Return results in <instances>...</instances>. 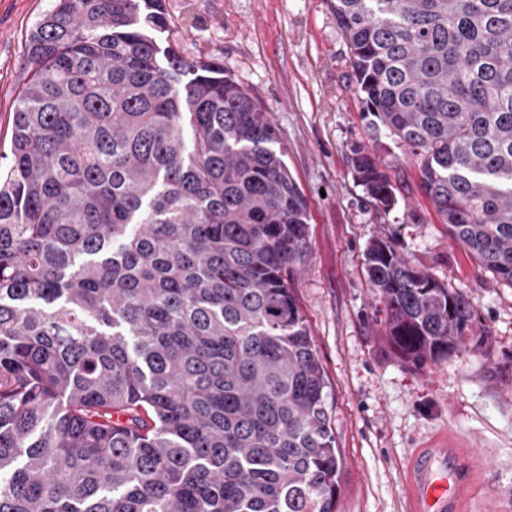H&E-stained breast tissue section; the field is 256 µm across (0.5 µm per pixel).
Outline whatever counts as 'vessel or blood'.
Listing matches in <instances>:
<instances>
[{"label":"vessel or blood","mask_w":512,"mask_h":512,"mask_svg":"<svg viewBox=\"0 0 512 512\" xmlns=\"http://www.w3.org/2000/svg\"><path fill=\"white\" fill-rule=\"evenodd\" d=\"M481 460L457 448H426L413 458L407 478L411 512H464Z\"/></svg>","instance_id":"obj_1"}]
</instances>
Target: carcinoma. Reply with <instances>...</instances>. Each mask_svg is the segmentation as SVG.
Here are the masks:
<instances>
[{
    "mask_svg": "<svg viewBox=\"0 0 512 512\" xmlns=\"http://www.w3.org/2000/svg\"><path fill=\"white\" fill-rule=\"evenodd\" d=\"M373 141L419 158L448 238L512 284V0H329ZM164 0H52L0 168V512H335L323 367L289 283L309 215L279 133ZM355 177L395 186L373 150ZM382 340L420 370L487 336L366 250Z\"/></svg>",
    "mask_w": 512,
    "mask_h": 512,
    "instance_id": "obj_1",
    "label": "carcinoma"
}]
</instances>
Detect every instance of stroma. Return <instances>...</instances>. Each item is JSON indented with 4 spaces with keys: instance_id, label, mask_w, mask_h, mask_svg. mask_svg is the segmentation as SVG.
I'll list each match as a JSON object with an SVG mask.
<instances>
[{
    "instance_id": "35a3bbf8",
    "label": "stroma",
    "mask_w": 512,
    "mask_h": 512,
    "mask_svg": "<svg viewBox=\"0 0 512 512\" xmlns=\"http://www.w3.org/2000/svg\"><path fill=\"white\" fill-rule=\"evenodd\" d=\"M168 38L188 60L217 58L270 113L282 158L310 216V250L292 288L311 328L342 459L336 512H408L417 449L453 444L487 463L467 512H512V287L452 243L419 187L415 157L382 139L396 202L376 209L354 177L370 145L346 41L328 0H165ZM49 0H0V153L29 76L26 35ZM393 241L475 306L483 347L415 371L381 339L368 284L371 241Z\"/></svg>"
}]
</instances>
